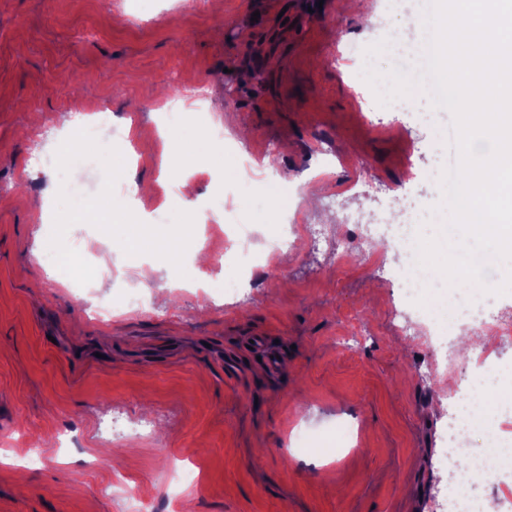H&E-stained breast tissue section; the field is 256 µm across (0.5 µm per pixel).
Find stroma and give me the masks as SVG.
<instances>
[{"instance_id": "stroma-1", "label": "stroma", "mask_w": 512, "mask_h": 512, "mask_svg": "<svg viewBox=\"0 0 512 512\" xmlns=\"http://www.w3.org/2000/svg\"><path fill=\"white\" fill-rule=\"evenodd\" d=\"M127 2L0 0V442L23 441L0 461V512H428L439 484L430 458L446 419L425 374L442 358L398 329L391 304L400 290L375 272L385 246L368 248L336 221L425 190L441 200L401 157L411 147L422 168L433 166L454 136L452 117L437 116L421 92L379 106L360 93L346 54L348 44L391 39L373 60L391 70L410 44L403 0H369L366 15L323 0L316 16L292 0H205L198 9L153 0L134 21ZM174 95L185 122L159 130ZM89 105L111 111L126 134L102 141L77 180L59 179L32 154L33 130ZM361 111L399 120L403 138L379 137ZM216 121L291 195L292 210L257 209L252 223L328 227L320 248L298 240L233 305L178 290L210 278L194 257L211 256L224 237H207L198 216L235 191L233 170L202 154L181 168L164 159L169 143L215 148ZM129 170L166 187L138 195L128 212L147 240L135 263L122 233L100 240L102 214L90 206ZM382 182L392 198L374 196ZM163 200L186 221L177 268L156 250L168 225L142 217ZM81 234L125 277L90 292L71 262L54 287L32 290L48 278L41 256L71 254ZM339 246L351 260L337 262ZM130 288L142 289L143 310L94 319L99 299ZM256 338L275 346L279 368L259 360ZM117 416L153 421L152 438L107 446ZM351 419L356 447L343 454L302 452L290 440L300 421L322 429ZM28 454L40 464H26ZM190 458L198 483L174 489L172 473Z\"/></svg>"}]
</instances>
